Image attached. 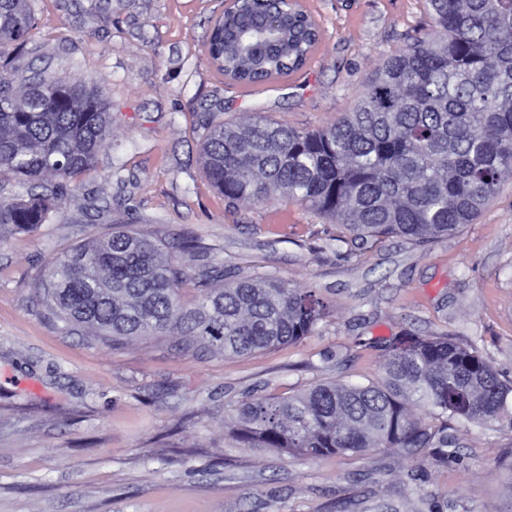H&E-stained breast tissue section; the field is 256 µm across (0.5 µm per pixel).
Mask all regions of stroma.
<instances>
[{"label":"stroma","mask_w":512,"mask_h":512,"mask_svg":"<svg viewBox=\"0 0 512 512\" xmlns=\"http://www.w3.org/2000/svg\"><path fill=\"white\" fill-rule=\"evenodd\" d=\"M321 42L287 79L243 86L207 46L224 0H29L24 77L94 86L110 150L52 219L0 243V512H512V425L456 422V454L396 448L310 458L237 439L235 408L338 380L379 379L403 334L476 348L512 380V180L474 223L435 241L358 239L273 198L227 207L208 180L209 122L263 114L298 129L355 106L390 55L431 30L423 0H304ZM121 224L187 266L313 290L316 330L244 356L177 337L112 347L67 326L33 284L68 248Z\"/></svg>","instance_id":"1"}]
</instances>
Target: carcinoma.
I'll use <instances>...</instances> for the list:
<instances>
[{"label": "carcinoma", "mask_w": 512, "mask_h": 512, "mask_svg": "<svg viewBox=\"0 0 512 512\" xmlns=\"http://www.w3.org/2000/svg\"><path fill=\"white\" fill-rule=\"evenodd\" d=\"M432 37L388 57L350 112L306 131L255 116L219 122L202 145L207 178L228 206L274 196L308 206L345 230L374 238L446 237L472 223L512 179V0H425ZM286 36L259 43L244 15L215 22L209 52L218 70L250 85L300 69L320 31L301 11ZM35 25L28 0H0V46L21 45ZM112 147L109 106L92 86L0 70V178L28 185L0 199V241L48 221L72 179ZM56 189L35 192L47 176ZM203 270L194 299H181L183 266L156 241L122 227L56 257L34 284L68 326L119 344L175 335L182 348L246 355L313 333L323 305L312 291L274 277L211 286ZM381 380L316 384L298 395L236 408L247 448L309 457L432 448L448 459L453 419L512 424V382L475 348L446 338L394 336ZM426 410L416 416L411 406Z\"/></svg>", "instance_id": "1"}]
</instances>
